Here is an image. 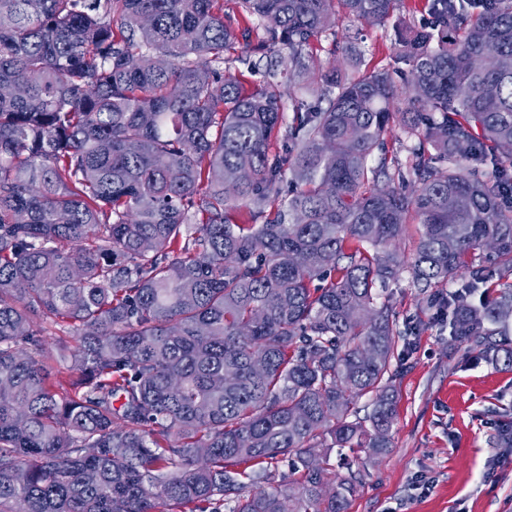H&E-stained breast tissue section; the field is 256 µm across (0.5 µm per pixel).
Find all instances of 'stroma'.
<instances>
[{
  "instance_id": "stroma-1",
  "label": "stroma",
  "mask_w": 512,
  "mask_h": 512,
  "mask_svg": "<svg viewBox=\"0 0 512 512\" xmlns=\"http://www.w3.org/2000/svg\"><path fill=\"white\" fill-rule=\"evenodd\" d=\"M364 52L365 67L379 66L395 49L392 26L340 17ZM399 324L422 325L398 344L397 417L392 446L378 459L349 453L362 465L363 483L349 512H512V466L499 463V420L512 412V371L483 357L478 347L450 342L427 295L410 277L387 290Z\"/></svg>"
}]
</instances>
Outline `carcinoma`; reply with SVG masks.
<instances>
[{"mask_svg":"<svg viewBox=\"0 0 512 512\" xmlns=\"http://www.w3.org/2000/svg\"><path fill=\"white\" fill-rule=\"evenodd\" d=\"M399 3L0 0V512H348L316 449L391 448L407 268L512 368V0H427L362 70L338 10ZM257 40L253 37V40L246 44L244 41H240V44H236L233 49L228 51L224 57L226 62L224 63V74H232L236 76L247 88H251L256 84L259 77L254 76L247 65L242 64L238 57L245 58L246 56L251 59H257L260 53L255 51Z\"/></svg>","mask_w":512,"mask_h":512,"instance_id":"carcinoma-1","label":"carcinoma"}]
</instances>
